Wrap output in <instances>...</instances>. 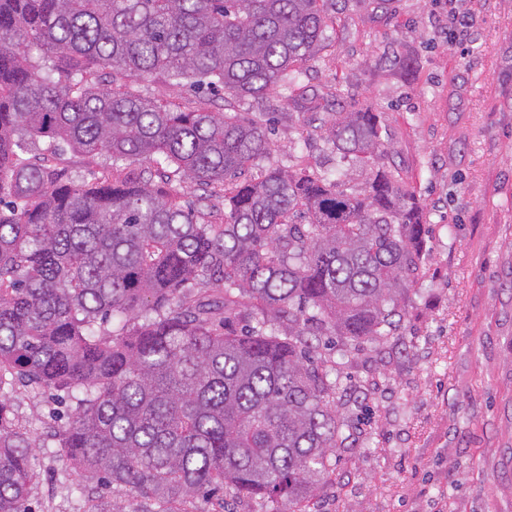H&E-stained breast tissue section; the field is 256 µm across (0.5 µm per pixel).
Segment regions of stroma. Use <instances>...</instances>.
<instances>
[{
	"mask_svg": "<svg viewBox=\"0 0 512 512\" xmlns=\"http://www.w3.org/2000/svg\"><path fill=\"white\" fill-rule=\"evenodd\" d=\"M477 20L448 46V0H338L327 47L295 95L272 91L241 116L272 112V151L250 175L328 162L318 134L335 88L380 115L384 162L426 215L424 275L399 331L351 347L338 397L358 424L308 512H512V0H461ZM410 56L412 69L396 67ZM171 108L223 107V92L139 80ZM316 109L295 113L292 98ZM19 425L42 436L66 403L13 381ZM32 512H87L63 449L32 461Z\"/></svg>",
	"mask_w": 512,
	"mask_h": 512,
	"instance_id": "stroma-1",
	"label": "stroma"
}]
</instances>
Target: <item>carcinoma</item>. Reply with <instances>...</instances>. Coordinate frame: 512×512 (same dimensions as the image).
Masks as SVG:
<instances>
[{
	"label": "carcinoma",
	"mask_w": 512,
	"mask_h": 512,
	"mask_svg": "<svg viewBox=\"0 0 512 512\" xmlns=\"http://www.w3.org/2000/svg\"><path fill=\"white\" fill-rule=\"evenodd\" d=\"M333 2L0 0V512H29L37 448L8 374L73 403L56 435L89 512H127L105 488L158 512L198 496L306 512L354 435L338 362L316 351L333 336L345 358L401 328L423 206L381 163L378 115L340 88L323 131L335 165L256 182L271 119L173 110L129 84L190 80L229 105L292 93ZM62 144L105 173L73 179ZM350 160L370 167L359 187ZM197 284L216 294L191 300Z\"/></svg>",
	"instance_id": "carcinoma-1"
}]
</instances>
